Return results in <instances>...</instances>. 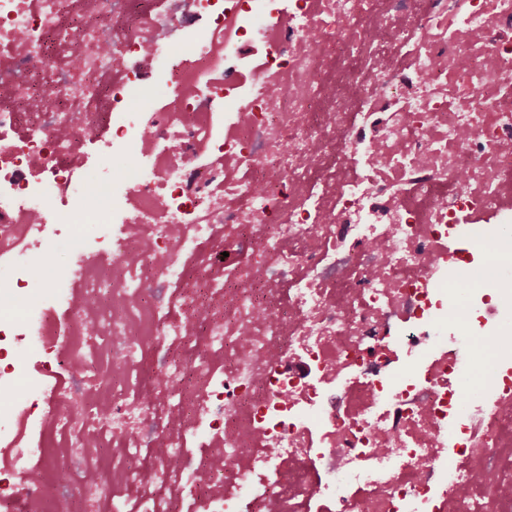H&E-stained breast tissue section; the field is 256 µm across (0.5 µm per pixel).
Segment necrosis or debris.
Listing matches in <instances>:
<instances>
[{
	"instance_id": "1",
	"label": "necrosis or debris",
	"mask_w": 512,
	"mask_h": 512,
	"mask_svg": "<svg viewBox=\"0 0 512 512\" xmlns=\"http://www.w3.org/2000/svg\"><path fill=\"white\" fill-rule=\"evenodd\" d=\"M511 223L512 0H0V504L512 512ZM495 247L492 250L491 262L487 261L486 280H492L498 273V263L509 260L512 262V234L509 236H498L495 240ZM75 257L76 253L72 250L67 238L60 236L49 253V263L47 266L52 272L50 279H52L57 271L73 266L76 263Z\"/></svg>"
}]
</instances>
